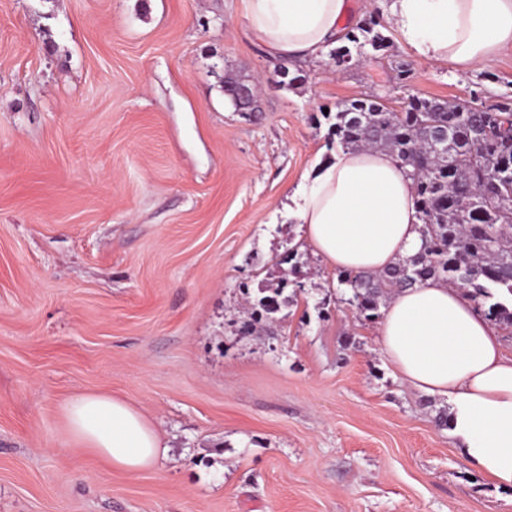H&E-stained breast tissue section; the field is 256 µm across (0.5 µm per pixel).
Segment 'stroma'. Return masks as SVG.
I'll list each match as a JSON object with an SVG mask.
<instances>
[{
  "instance_id": "obj_1",
  "label": "stroma",
  "mask_w": 512,
  "mask_h": 512,
  "mask_svg": "<svg viewBox=\"0 0 512 512\" xmlns=\"http://www.w3.org/2000/svg\"><path fill=\"white\" fill-rule=\"evenodd\" d=\"M242 0H0V512H512L435 424L288 219L380 96L512 104V50L464 72L384 50L284 85ZM259 83L248 118L224 78ZM305 265L273 319L250 293ZM168 445L136 476L68 445L82 392Z\"/></svg>"
}]
</instances>
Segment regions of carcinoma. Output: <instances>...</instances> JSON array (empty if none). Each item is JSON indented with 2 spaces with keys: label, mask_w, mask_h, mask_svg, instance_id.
I'll use <instances>...</instances> for the list:
<instances>
[{
  "label": "carcinoma",
  "mask_w": 512,
  "mask_h": 512,
  "mask_svg": "<svg viewBox=\"0 0 512 512\" xmlns=\"http://www.w3.org/2000/svg\"><path fill=\"white\" fill-rule=\"evenodd\" d=\"M374 19L349 30L336 57L366 46L385 47ZM353 112H336L332 135L342 150L383 149L408 168L422 213L419 250L373 273L341 271L338 286L350 289L358 317H379L380 300L427 279L461 285L477 309L512 334V106L467 112L465 105L416 98L393 112L367 99ZM448 140L434 148L436 133ZM255 314L280 309V288H261Z\"/></svg>",
  "instance_id": "carcinoma-1"
}]
</instances>
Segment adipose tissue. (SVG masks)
<instances>
[{"instance_id":"ef3b65f1","label":"adipose tissue","mask_w":512,"mask_h":512,"mask_svg":"<svg viewBox=\"0 0 512 512\" xmlns=\"http://www.w3.org/2000/svg\"><path fill=\"white\" fill-rule=\"evenodd\" d=\"M247 29L270 57L322 59L340 42L349 0H244ZM389 19L420 59L468 71L512 49V0H392ZM288 216L335 271L378 272L417 252L421 214L413 184L390 153L341 152L304 172ZM380 344L412 389L446 399L448 433L495 486L512 488V352L463 289L426 281L395 293ZM63 437L130 476L152 469L167 444L144 413L108 393L61 409Z\"/></svg>"}]
</instances>
